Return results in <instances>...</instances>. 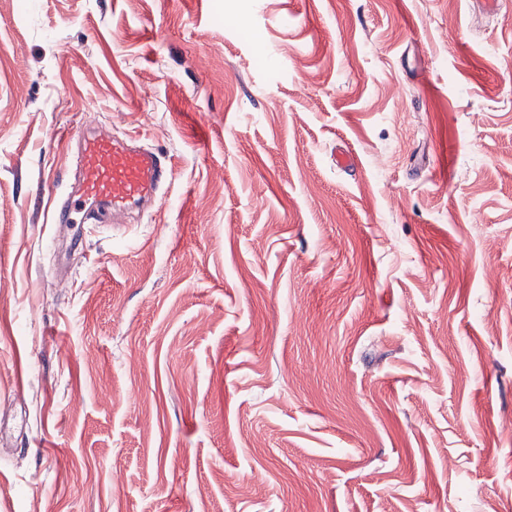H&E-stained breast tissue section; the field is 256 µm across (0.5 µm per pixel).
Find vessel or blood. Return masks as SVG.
<instances>
[{
	"instance_id": "vessel-or-blood-1",
	"label": "vessel or blood",
	"mask_w": 512,
	"mask_h": 512,
	"mask_svg": "<svg viewBox=\"0 0 512 512\" xmlns=\"http://www.w3.org/2000/svg\"><path fill=\"white\" fill-rule=\"evenodd\" d=\"M172 164L152 148L104 132L80 138L77 177L57 194L54 224H100L109 218L157 209Z\"/></svg>"
}]
</instances>
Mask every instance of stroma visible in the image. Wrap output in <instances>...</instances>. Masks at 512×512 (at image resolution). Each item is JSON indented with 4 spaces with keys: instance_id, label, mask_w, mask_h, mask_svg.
<instances>
[{
    "instance_id": "35a3bbf8",
    "label": "stroma",
    "mask_w": 512,
    "mask_h": 512,
    "mask_svg": "<svg viewBox=\"0 0 512 512\" xmlns=\"http://www.w3.org/2000/svg\"><path fill=\"white\" fill-rule=\"evenodd\" d=\"M86 125L158 210L56 231ZM1 410L0 512H512V16L0 0Z\"/></svg>"
}]
</instances>
